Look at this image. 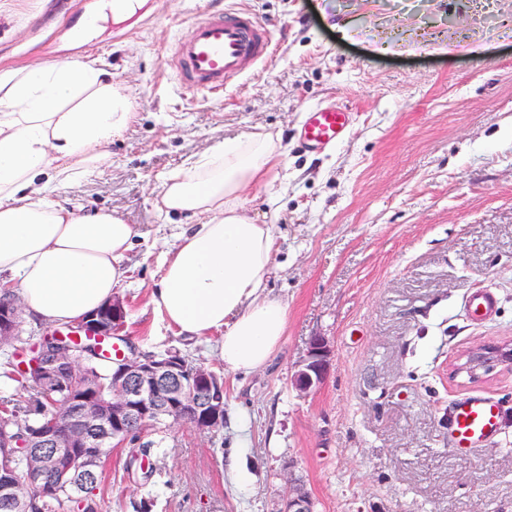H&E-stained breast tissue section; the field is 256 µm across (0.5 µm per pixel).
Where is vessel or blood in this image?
Returning <instances> with one entry per match:
<instances>
[{"label":"vessel or blood","instance_id":"vessel-or-blood-1","mask_svg":"<svg viewBox=\"0 0 512 512\" xmlns=\"http://www.w3.org/2000/svg\"><path fill=\"white\" fill-rule=\"evenodd\" d=\"M274 48V34L254 15L236 9L199 12L187 35L175 39L163 60L180 89L207 94L223 92L264 62ZM349 112L336 105L307 111L302 139L305 147L336 144L349 124ZM502 407L492 397L475 394L456 402L448 413V439L453 450L465 452L492 441Z\"/></svg>","mask_w":512,"mask_h":512}]
</instances>
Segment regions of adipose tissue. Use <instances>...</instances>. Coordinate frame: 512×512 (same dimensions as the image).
I'll return each mask as SVG.
<instances>
[{
	"label": "adipose tissue",
	"instance_id": "ef3b65f1",
	"mask_svg": "<svg viewBox=\"0 0 512 512\" xmlns=\"http://www.w3.org/2000/svg\"><path fill=\"white\" fill-rule=\"evenodd\" d=\"M134 121L126 87L96 59L0 74V291L52 325L82 319L127 278L137 229L113 214L86 217L49 201L55 188L108 164L113 139ZM281 162L272 135L225 141L168 175L154 200L187 225L163 253L149 302L179 335H223L232 372L266 366L288 324V305L266 284L272 225L251 216L247 190Z\"/></svg>",
	"mask_w": 512,
	"mask_h": 512
}]
</instances>
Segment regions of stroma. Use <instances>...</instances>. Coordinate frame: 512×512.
Segmentation results:
<instances>
[{"label": "stroma", "mask_w": 512, "mask_h": 512, "mask_svg": "<svg viewBox=\"0 0 512 512\" xmlns=\"http://www.w3.org/2000/svg\"><path fill=\"white\" fill-rule=\"evenodd\" d=\"M273 30L271 56L220 96H183L161 60L210 0H148L130 21L75 31L90 0H0V72L101 60L131 96L135 120L109 164L53 191L85 214L109 212L140 236L116 289L122 335L142 352L171 348L221 371L224 427L158 436L148 486L129 480L127 450L101 468L102 512H282L303 488L314 512H512V369L454 376L459 356L512 342V0H220ZM388 50H380V43ZM352 113L338 145L302 148L306 109ZM278 138L276 179L251 188L277 251L267 288L288 305L270 363L225 370L220 334L189 340L148 293L177 225L152 201L163 176L243 134ZM491 293L493 313L470 316ZM324 337V382L292 375ZM481 393L503 410L496 440L460 455L448 411ZM244 441L252 491L231 478Z\"/></svg>", "instance_id": "1"}]
</instances>
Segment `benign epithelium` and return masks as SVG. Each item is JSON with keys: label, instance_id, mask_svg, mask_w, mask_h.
I'll use <instances>...</instances> for the list:
<instances>
[{"label": "benign epithelium", "instance_id": "benign-epithelium-1", "mask_svg": "<svg viewBox=\"0 0 512 512\" xmlns=\"http://www.w3.org/2000/svg\"><path fill=\"white\" fill-rule=\"evenodd\" d=\"M112 313V322L106 324L92 315L79 324L81 328H91L102 336L116 335L122 327L124 304L120 299L107 303ZM13 314L5 312L0 316V346L16 335ZM330 351L326 340L314 337L309 346L307 358L291 379V385L301 393L318 387L324 380L329 366ZM74 365V354L70 348H61L56 358L46 362L42 379L48 384L53 379L54 370L59 366ZM512 366V343L493 347H481L468 352L465 362L456 367V373H464L471 380L480 378V372H489L496 366ZM185 363L177 353L163 356L144 357L136 353L126 357L112 373V396L102 406L89 404V397L69 395L64 400V408L71 410L73 428L65 440L56 438L55 430L47 426L32 438V444H47L54 450L42 455L29 457L28 483L34 484L46 471L59 468L60 448H76L78 464L83 473L91 476L98 470L100 461L92 451L93 440H105L116 436L117 431L138 420L148 423L166 413L174 415L183 405L202 399V388L212 387L216 377L207 368L198 366L193 372L194 381L183 379ZM282 512H314L309 495L301 488L289 491Z\"/></svg>", "mask_w": 512, "mask_h": 512}]
</instances>
